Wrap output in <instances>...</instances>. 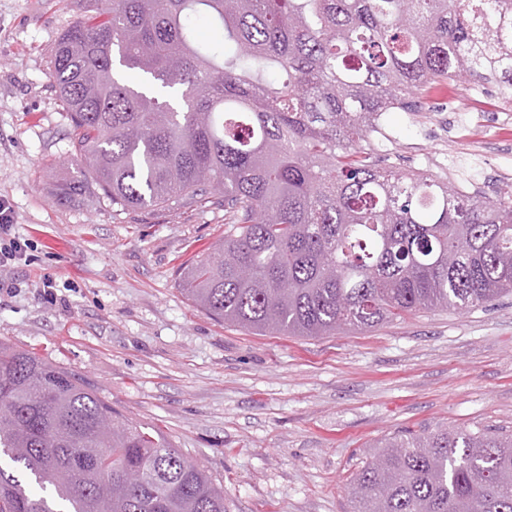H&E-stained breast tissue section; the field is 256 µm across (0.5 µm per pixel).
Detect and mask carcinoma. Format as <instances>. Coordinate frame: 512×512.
<instances>
[{
    "label": "carcinoma",
    "mask_w": 512,
    "mask_h": 512,
    "mask_svg": "<svg viewBox=\"0 0 512 512\" xmlns=\"http://www.w3.org/2000/svg\"><path fill=\"white\" fill-rule=\"evenodd\" d=\"M85 3L50 69L72 156L122 210L224 207V239L180 272L194 305L321 338L512 295V193L371 161L383 115L434 84L512 96V0ZM376 448L351 512H512L511 433ZM131 469L142 483L114 494ZM0 512H224V491L89 382L0 344Z\"/></svg>",
    "instance_id": "carcinoma-1"
}]
</instances>
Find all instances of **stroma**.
Segmentation results:
<instances>
[{
    "mask_svg": "<svg viewBox=\"0 0 512 512\" xmlns=\"http://www.w3.org/2000/svg\"><path fill=\"white\" fill-rule=\"evenodd\" d=\"M81 0H0V198L29 239L0 273V342L95 385L224 490V512H350L374 445L441 425L512 433V295L466 313L426 310L359 333L262 335L216 321L179 289L180 266L224 236V210H117L71 155L49 79ZM382 168L512 189V101L432 86L389 112ZM54 282L47 299L43 278Z\"/></svg>",
    "mask_w": 512,
    "mask_h": 512,
    "instance_id": "35a3bbf8",
    "label": "stroma"
}]
</instances>
